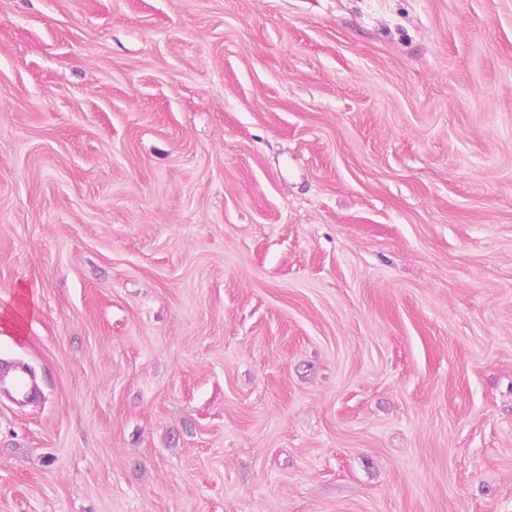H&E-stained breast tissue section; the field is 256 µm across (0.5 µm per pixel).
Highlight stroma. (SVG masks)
<instances>
[{
  "instance_id": "stroma-1",
  "label": "stroma",
  "mask_w": 512,
  "mask_h": 512,
  "mask_svg": "<svg viewBox=\"0 0 512 512\" xmlns=\"http://www.w3.org/2000/svg\"><path fill=\"white\" fill-rule=\"evenodd\" d=\"M0 512H512V0H0ZM0 390L8 394L15 402L24 404L30 401L36 391V383L31 369L18 364L12 371L0 378Z\"/></svg>"
}]
</instances>
